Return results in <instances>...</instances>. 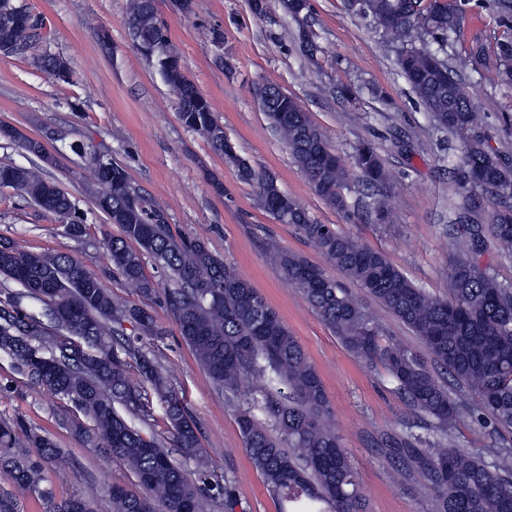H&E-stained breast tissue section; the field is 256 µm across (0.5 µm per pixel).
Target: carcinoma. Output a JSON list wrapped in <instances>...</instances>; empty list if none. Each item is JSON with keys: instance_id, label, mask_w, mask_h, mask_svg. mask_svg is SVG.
I'll list each match as a JSON object with an SVG mask.
<instances>
[{"instance_id": "obj_1", "label": "carcinoma", "mask_w": 512, "mask_h": 512, "mask_svg": "<svg viewBox=\"0 0 512 512\" xmlns=\"http://www.w3.org/2000/svg\"><path fill=\"white\" fill-rule=\"evenodd\" d=\"M282 6L294 18L311 12L309 0H282ZM361 6L363 16L396 45L400 73L436 126L467 135L457 160L446 169L464 194L454 201L455 218L444 227L457 245L444 297L417 286L383 252L311 219L299 200L280 190L272 174L255 169L238 153L179 62L166 64L167 31L155 0H134L129 24L134 35L156 42L157 62L176 92L180 121L224 155L241 180L254 185L260 206L268 213L274 208L287 213L285 223L294 225L336 270L405 324L447 378L466 388L478 409L501 427L512 428V287L480 262L488 251L512 257V161L487 150L475 134L482 116L443 56L448 37L460 31L465 14L451 0H362ZM42 28L22 0H0L1 45H21L27 51L40 39ZM39 64L49 75L70 81L62 76L57 57L43 56ZM459 67H491L501 81L511 83L512 40L499 42L491 55L475 46ZM258 94L273 104L268 116L313 191L336 209L349 210L358 188L309 113L296 98L280 95L276 85H264ZM0 136L48 162L43 149L15 128L0 125ZM87 162L95 181L112 182V196H96L94 204L122 231L104 241L113 272L143 302L112 296L69 255L27 251L1 238L0 277L19 290L0 299V351L36 384L73 404L87 419L75 425V432L87 443L109 448L148 491L142 497L112 485L113 512H156L158 503L163 512H204L197 483L174 461L163 440L144 434L116 409L119 404L145 412V385H150L166 398V419L181 453L203 460L195 423L144 349V340L165 335L149 305L159 283L145 271L147 258L167 276L165 301L211 381L224 389L228 402L249 394L272 418L275 428L270 429L247 408L236 415L249 459L278 512H363L357 473L329 424L323 382L279 313L204 241L173 234L170 223L159 220L163 208L122 165L114 162L105 172L95 153ZM355 162L376 212L389 216L384 190L393 182L391 169L368 141L356 148ZM0 185L57 216L70 235L83 236L85 225L74 203L39 169L1 165ZM483 196L500 204L487 224L478 219ZM274 254L293 286L342 342L367 364L385 369L409 409L426 417L428 431L443 444L436 453L417 447L419 439L411 433L387 441L397 473L404 478L418 475L431 486L433 512H512V449H499L496 460L488 463L459 447L452 432L470 406L455 400L410 348L381 342V324L342 283L301 256L280 249ZM126 323L133 333L126 332ZM256 375L285 385L288 394L276 397L254 390L250 380ZM21 435L35 454L14 453ZM60 454L50 436L21 422L0 421V472L17 488L39 493L48 512H92L84 500L57 501L52 491L40 488L46 465Z\"/></svg>"}]
</instances>
